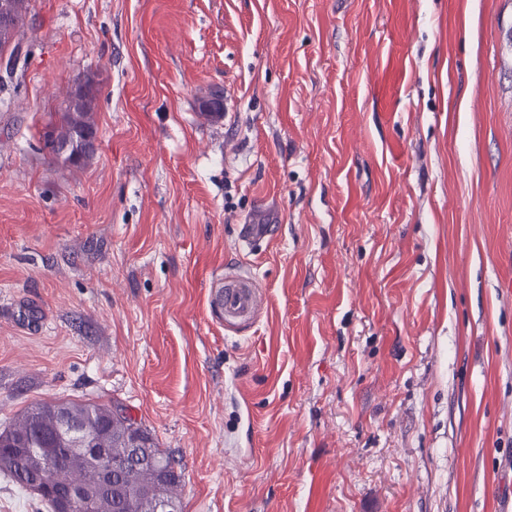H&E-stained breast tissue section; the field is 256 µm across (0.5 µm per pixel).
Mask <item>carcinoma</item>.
<instances>
[{
    "label": "carcinoma",
    "instance_id": "cac0c4a2",
    "mask_svg": "<svg viewBox=\"0 0 512 512\" xmlns=\"http://www.w3.org/2000/svg\"><path fill=\"white\" fill-rule=\"evenodd\" d=\"M0 11L7 13L12 26L0 31V55L10 51L6 68L16 62L21 48V29L27 12V0H0ZM92 80L79 75L72 80L61 112L49 123L58 140L78 143L84 134L97 131L95 108L97 96L84 95L75 85ZM200 115L216 120L223 117V103L212 92L198 99ZM82 424L94 448H100L121 460L129 455L132 442H137L136 464L113 477L97 482L92 463L81 452H70L52 462L37 452L39 448L60 447L59 422L62 413ZM170 456L153 434L132 418L112 414V408L93 402L57 400L38 403L29 408L15 423L0 431V471L27 490L47 475L59 484H83L85 497L76 501L73 512H155L163 504L167 512L176 509L180 475L169 469Z\"/></svg>",
    "mask_w": 512,
    "mask_h": 512
}]
</instances>
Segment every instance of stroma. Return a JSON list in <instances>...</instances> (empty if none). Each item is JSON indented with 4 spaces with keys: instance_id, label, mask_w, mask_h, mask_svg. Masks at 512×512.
Wrapping results in <instances>:
<instances>
[{
    "instance_id": "1",
    "label": "stroma",
    "mask_w": 512,
    "mask_h": 512,
    "mask_svg": "<svg viewBox=\"0 0 512 512\" xmlns=\"http://www.w3.org/2000/svg\"><path fill=\"white\" fill-rule=\"evenodd\" d=\"M80 73L69 172L40 134ZM59 399L129 408L180 512H512V0H29L0 429ZM81 80L89 82L93 80L90 75H79L72 80L71 88L63 101V108L56 112L57 119L49 123L43 131L51 127L59 141L77 143L83 139L87 149L95 152L98 143L97 126L95 122V108L98 94L88 96L82 94L77 83ZM82 90H90L93 93L99 91V86L95 82L84 83ZM92 132L93 134L85 133ZM257 302V295L250 286L229 282L224 287L220 305L225 319L245 320L252 316Z\"/></svg>"
}]
</instances>
